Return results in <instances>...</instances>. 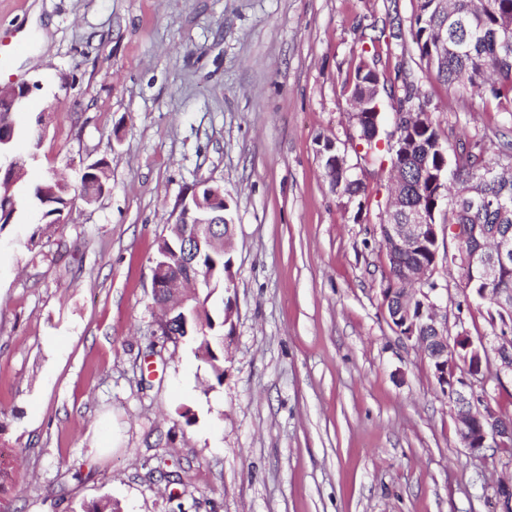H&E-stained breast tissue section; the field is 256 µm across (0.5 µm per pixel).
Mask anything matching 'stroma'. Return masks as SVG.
Instances as JSON below:
<instances>
[{
	"label": "stroma",
	"instance_id": "1",
	"mask_svg": "<svg viewBox=\"0 0 512 512\" xmlns=\"http://www.w3.org/2000/svg\"><path fill=\"white\" fill-rule=\"evenodd\" d=\"M417 0H0V85L41 81L47 131L25 183L110 190L0 230V512H500L512 450L461 448L429 360L391 322L380 224L388 175L360 204L322 146L360 155L350 79L375 62L401 95ZM444 142L512 137L491 95L420 71ZM233 213L216 382L191 338L158 330L152 260L198 182ZM448 334L492 338L437 228ZM231 298L225 319L223 298ZM190 409L192 421L181 417ZM336 152L328 160L329 167L334 168L336 171L330 172L327 168L326 176L328 178L330 186L342 191V193L349 196H355V198L362 197L365 195L366 187L365 184L356 178H352L341 166L336 164ZM94 164V163H93ZM90 164L86 167V171L84 172L82 178L87 175V173H93L95 170L93 168L94 165ZM98 168L95 173L90 175V178L86 179L85 177L82 179L80 186V193L84 195L87 200V203H93L96 201L97 197L102 194L104 185L108 181V177L106 172L103 169V163L97 162Z\"/></svg>",
	"mask_w": 512,
	"mask_h": 512
}]
</instances>
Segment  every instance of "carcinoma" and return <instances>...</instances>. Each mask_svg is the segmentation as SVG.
Masks as SVG:
<instances>
[{
    "label": "carcinoma",
    "instance_id": "carcinoma-1",
    "mask_svg": "<svg viewBox=\"0 0 512 512\" xmlns=\"http://www.w3.org/2000/svg\"><path fill=\"white\" fill-rule=\"evenodd\" d=\"M448 11L440 8V0H419L411 25V34L419 50V60L427 69L434 70L437 80L450 88H463L478 94L489 91L499 100L503 110L512 107V41L504 42L499 36V22L512 17V0H447ZM445 30L448 45L458 47V52L437 54L431 43V33ZM385 92V83L375 67L362 60L354 71L351 95L367 98L370 104L377 101L376 92ZM418 91L411 69H404L403 95L398 99L399 112L415 109L414 99ZM0 130L9 143L0 147V156L9 166L8 175L0 177V191L7 192L11 182L23 181L26 174V158L14 154L20 132H25L30 150L37 149L41 136L35 128H21L16 117L7 112L0 114ZM402 144L397 147H378L382 135L376 134L372 121H365L357 128V139L363 146V159L370 163H388L390 168H403L411 183L412 204L424 210H440L445 207V224H483L495 237L512 240V182H497L491 178L483 183V191L492 203L473 206L461 192L469 182L481 177L488 170L502 164H512V140L498 143L496 149L487 147L484 139L458 141L448 147L442 142L435 122L421 127L405 128L399 134ZM451 164L448 191L437 194L434 182L442 165ZM329 184L349 196L360 197L366 187L352 178L341 166L326 172ZM108 177L103 163H98L90 178L82 179L80 193L87 202L93 203L102 194ZM55 180L47 177L35 184L27 196L14 195L15 207L0 213V230L17 223L30 206L42 211L45 225L52 227L67 208L66 200L56 197ZM436 243L427 237L422 246L406 255L404 262L410 266H433ZM155 268L160 270L158 279L163 282H190L201 280L219 285L224 282V227L215 226V232L192 237V226L173 224L167 236L157 243ZM212 292L204 299L196 300L173 314L171 327H160L161 334L177 343L188 335L194 337L196 356L206 363L217 382L224 379V337L212 334L213 320L206 304ZM493 297L497 309L499 331L512 330V267L502 273L493 285Z\"/></svg>",
    "mask_w": 512,
    "mask_h": 512
}]
</instances>
